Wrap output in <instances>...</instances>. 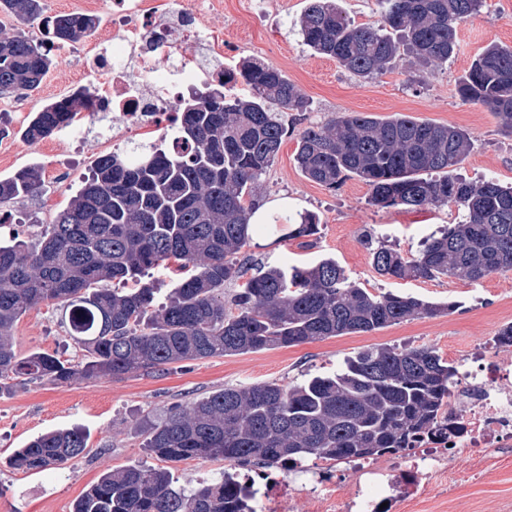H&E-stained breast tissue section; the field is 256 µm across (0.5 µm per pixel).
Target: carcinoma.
<instances>
[{
  "label": "carcinoma",
  "instance_id": "obj_1",
  "mask_svg": "<svg viewBox=\"0 0 512 512\" xmlns=\"http://www.w3.org/2000/svg\"><path fill=\"white\" fill-rule=\"evenodd\" d=\"M380 20L357 24L340 0H307L302 43L349 74L372 79L406 56L422 67L448 63L461 23L483 0H378ZM0 10L44 25L41 36L0 30V95L36 90L53 66L55 41L76 43L98 27L82 13L44 16L42 0H0ZM243 82L246 92L234 91ZM464 104L494 112L512 134V46L490 43L458 80ZM95 94L82 88L32 113L21 135L49 138L74 122ZM308 102L277 67L255 58L224 70L217 85L180 102L168 149L136 144L96 159L68 205L33 237L0 232V391L151 375L162 367L215 356L296 346L371 332L420 316L447 315L453 302L373 293L350 280L333 257L272 265L241 259L257 226L249 223L259 179L288 129L283 117ZM474 137L453 125L400 113L381 119L341 112L299 135L295 162L310 181L334 189L357 177L378 209L457 208L455 222L415 254L370 247L386 279L475 282L512 270V186L471 182L455 173ZM41 166L0 178V204L43 186ZM283 236L313 237L311 212L275 217ZM176 263L181 277L165 301L152 272ZM253 273H248V270ZM234 285L229 296L224 287ZM62 309L77 361L14 347L12 329L27 312ZM457 369L431 347L378 345L330 374L295 385L226 387L176 405L148 427L144 448L167 462L224 460L285 470L306 459L348 463L395 454L420 436L448 431ZM79 428L41 434L13 456L36 474L64 470L87 449ZM237 486L222 478L173 485L169 470L128 465L104 473L73 512H244Z\"/></svg>",
  "mask_w": 512,
  "mask_h": 512
}]
</instances>
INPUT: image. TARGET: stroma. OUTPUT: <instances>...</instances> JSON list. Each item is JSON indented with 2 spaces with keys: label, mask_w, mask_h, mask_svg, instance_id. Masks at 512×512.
<instances>
[{
  "label": "stroma",
  "mask_w": 512,
  "mask_h": 512,
  "mask_svg": "<svg viewBox=\"0 0 512 512\" xmlns=\"http://www.w3.org/2000/svg\"><path fill=\"white\" fill-rule=\"evenodd\" d=\"M214 9L200 17L201 28L224 45V64L243 58L263 60L282 70L308 101L301 122L290 125L274 164L259 180L257 201L288 197L290 212L319 215L320 233L314 246L281 238L279 233H255L245 247L252 258L277 265L314 262L333 257L347 274L371 291L410 293L431 302H455V310L440 317H417L368 333H355L250 353L190 362L183 369L165 367L150 376L78 381L70 384L30 383L0 394V512H72L76 500L111 469L142 463L162 467V460L143 448L144 430L160 421L167 408L185 404L227 386L273 382L288 385L308 374L330 373L348 357L375 345L430 346L452 363H460L471 345L492 347L500 327L512 322V271L475 283L457 279L403 281L378 276L371 264L369 238L407 253L438 227L453 223L451 208L378 210L368 205V186L359 179L329 189L301 174L294 154L304 127L338 112L376 116L403 113L418 119L460 127L472 134L474 148L458 168L477 181L494 177L512 183V134L486 108L461 103L456 83L476 53L491 42L512 45V0H486L481 11L458 28V50L446 65L411 67L399 62L370 80L351 76L335 60L303 46L296 22L306 0H215ZM93 39L57 44L56 64L41 86L24 95L0 97V123L10 133L0 138V178L40 164L45 172L64 171L66 183L45 181L38 195L11 203L25 217L24 230L36 234L50 223L70 195L68 186L80 181L98 156L112 152L96 119L81 120L77 137L54 136L47 141L24 139L20 129L32 112L83 87H92L87 67ZM13 341L18 351L41 350L69 358L79 349L52 306L28 312L16 323ZM82 427L88 451L65 473L36 474L17 470L12 455L28 440L48 431ZM453 506L437 505L432 490H421L416 501L398 504L395 512H512V455H491L481 477H473L459 462L451 477Z\"/></svg>",
  "instance_id": "stroma-1"
}]
</instances>
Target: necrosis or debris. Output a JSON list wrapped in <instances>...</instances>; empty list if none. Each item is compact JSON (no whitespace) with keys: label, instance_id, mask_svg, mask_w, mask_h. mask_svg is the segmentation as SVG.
Returning a JSON list of instances; mask_svg holds the SVG:
<instances>
[{"label":"necrosis or debris","instance_id":"obj_1","mask_svg":"<svg viewBox=\"0 0 512 512\" xmlns=\"http://www.w3.org/2000/svg\"><path fill=\"white\" fill-rule=\"evenodd\" d=\"M199 15L173 0L163 17H154L147 0H112V19L103 28L95 55L96 94L108 102V129L120 137L136 125H161L184 91L220 76L223 60L207 61L204 36L184 44L182 35L196 28ZM465 388L448 403L447 438L423 437L403 455L399 466L356 465L360 480L350 484L340 512H381L429 484L440 482L462 456L480 461L486 453L512 452V346L500 348L476 369L464 371ZM285 476L245 479L247 512H295Z\"/></svg>","mask_w":512,"mask_h":512}]
</instances>
